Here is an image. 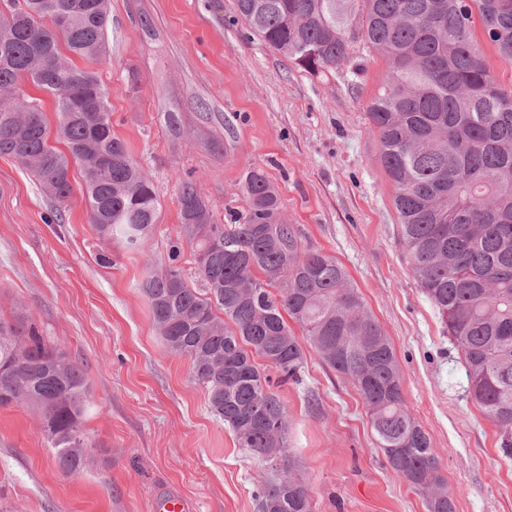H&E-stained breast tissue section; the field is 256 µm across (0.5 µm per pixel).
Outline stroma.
I'll use <instances>...</instances> for the list:
<instances>
[{
    "label": "stroma",
    "mask_w": 512,
    "mask_h": 512,
    "mask_svg": "<svg viewBox=\"0 0 512 512\" xmlns=\"http://www.w3.org/2000/svg\"><path fill=\"white\" fill-rule=\"evenodd\" d=\"M349 36V62L316 76L254 35L235 0H111L109 56L90 68L108 90L114 133L155 185L157 220L140 250L104 242L78 169L59 204L0 156V316H25L82 366L88 443L85 467L64 475L39 415L23 404L0 409V512H152L166 491L198 512H255L267 469L211 412L189 360L168 352L143 292L172 249L195 273L180 234L181 183L226 224L255 165L303 246L342 263L389 337L455 512H512V459L400 244L395 188L368 119L386 62L359 28ZM304 353L300 382L279 392L288 452L315 512H426L389 467L356 389L312 346Z\"/></svg>",
    "instance_id": "obj_1"
}]
</instances>
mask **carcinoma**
<instances>
[{"label":"carcinoma","mask_w":512,"mask_h":512,"mask_svg":"<svg viewBox=\"0 0 512 512\" xmlns=\"http://www.w3.org/2000/svg\"><path fill=\"white\" fill-rule=\"evenodd\" d=\"M484 33L512 62V0H236L249 28L298 68L326 74L348 61V30L383 56L387 74L368 116L379 161L395 186L401 243L412 270L460 349L469 392L512 456V92L490 78L473 36ZM71 27L55 11L73 0H0V155L25 166L49 196L72 194L70 163L99 236L138 246L156 221L151 179L112 131L108 93L77 56H107L110 0H83ZM55 56V74L43 59ZM28 79L56 99V138ZM244 209L212 223L192 183L181 186V234L194 249L202 287L172 263L143 284L167 350L191 362L192 378L239 447L267 466L257 512H313L306 480L287 454L288 407L274 390L299 381L305 354L289 322L322 362L353 384L392 471L420 493L427 512H454L430 437L402 394L390 339L345 268L302 247L281 199L257 166L245 176ZM262 362H257V359ZM82 368L34 324L0 317V408L23 403L43 417L59 468H84Z\"/></svg>","instance_id":"1"}]
</instances>
